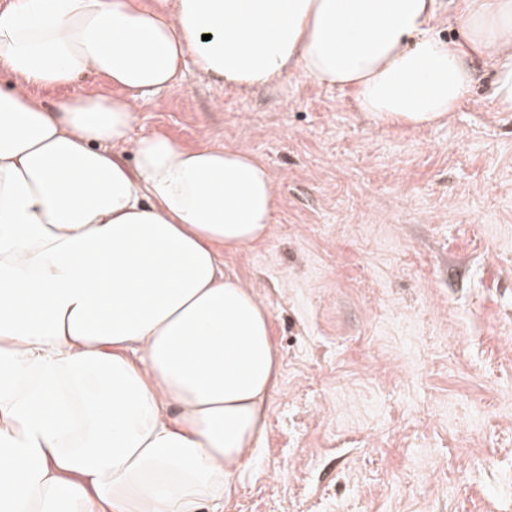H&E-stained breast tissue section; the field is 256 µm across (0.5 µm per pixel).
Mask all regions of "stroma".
Returning <instances> with one entry per match:
<instances>
[{
	"label": "stroma",
	"mask_w": 512,
	"mask_h": 512,
	"mask_svg": "<svg viewBox=\"0 0 512 512\" xmlns=\"http://www.w3.org/2000/svg\"><path fill=\"white\" fill-rule=\"evenodd\" d=\"M437 123L378 127L351 90L200 79L137 126L260 157L274 231L224 271L271 313L266 431L224 512H512V112L492 69Z\"/></svg>",
	"instance_id": "obj_1"
}]
</instances>
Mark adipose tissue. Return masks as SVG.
Here are the masks:
<instances>
[{"label":"adipose tissue","instance_id":"obj_1","mask_svg":"<svg viewBox=\"0 0 512 512\" xmlns=\"http://www.w3.org/2000/svg\"><path fill=\"white\" fill-rule=\"evenodd\" d=\"M12 0L0 11V512H224L278 389L270 310L222 250L269 239L257 156L136 132L184 66L298 76L416 129L512 112V0ZM88 74L113 95L80 88ZM68 89L56 107L41 89ZM458 0H438L437 16L432 23V33L444 40L457 37V26L455 22Z\"/></svg>","mask_w":512,"mask_h":512}]
</instances>
